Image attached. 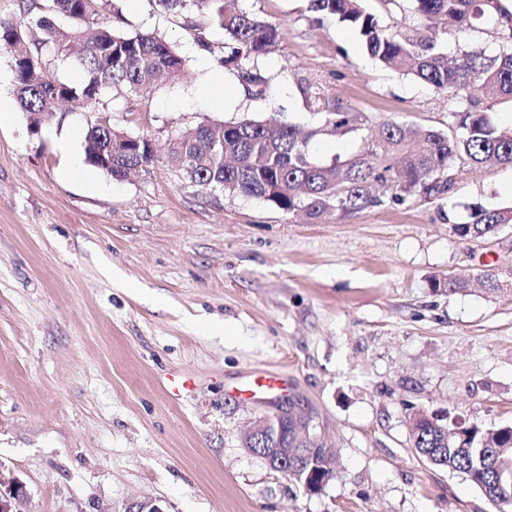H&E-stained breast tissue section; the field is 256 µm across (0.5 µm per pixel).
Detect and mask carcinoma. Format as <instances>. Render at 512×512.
Masks as SVG:
<instances>
[{
	"mask_svg": "<svg viewBox=\"0 0 512 512\" xmlns=\"http://www.w3.org/2000/svg\"><path fill=\"white\" fill-rule=\"evenodd\" d=\"M93 0H50L48 12L32 16L21 6L20 15L0 17V48L11 55L15 93L21 111L37 117L36 124L75 99L96 104L114 85L139 91L164 73L180 75L183 61L173 46L156 34L129 36L110 21L97 17ZM178 14L188 28L195 13L207 14L223 31L220 63L233 72L247 96L259 99L273 91L270 80L255 67L280 40L277 26L248 15L239 0H157ZM426 33L405 35L383 25L365 11L362 0H309V10L331 15L353 26L367 54L381 65L407 72L452 97L455 122L448 131H420L393 121L368 125L360 115L345 110L331 89L320 81L302 79L297 91L304 108L321 116L320 125L301 133L276 118L245 119L236 123L200 124L168 143L166 158L197 185L221 192L262 199L293 213L302 211L310 222L334 210L338 215L381 205L403 204L426 193L442 194L445 178L455 163L512 166V129L497 126L488 111L512 103V49L487 56L481 49L455 44L448 53L437 38H453L476 25L496 21L512 40V9L507 0H413ZM76 23L64 28L52 15ZM76 62L83 78L77 84L59 80L42 62L41 51L51 47L62 61ZM361 134L364 147L347 158L325 163L310 148L318 135ZM88 162L115 180L127 178L157 160L150 141L112 128L104 118L88 122L85 136ZM512 224V210L478 207L464 224L462 237H495ZM435 289H467L465 280L436 278ZM410 442L430 464L460 473L498 506H512V424L484 429L455 423L434 413L408 415ZM304 447L305 455L288 460L300 480L317 483L326 474L337 475L332 454L321 441L311 415L288 417L273 429L264 447L279 443Z\"/></svg>",
	"mask_w": 512,
	"mask_h": 512,
	"instance_id": "cac0c4a2",
	"label": "carcinoma"
}]
</instances>
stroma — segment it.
Listing matches in <instances>:
<instances>
[{
    "instance_id": "stroma-1",
    "label": "stroma",
    "mask_w": 512,
    "mask_h": 512,
    "mask_svg": "<svg viewBox=\"0 0 512 512\" xmlns=\"http://www.w3.org/2000/svg\"><path fill=\"white\" fill-rule=\"evenodd\" d=\"M239 5L281 31L257 63L267 98L201 50L223 40L207 15L191 30L157 0H95L125 32L171 43L179 78L113 87L36 134L17 108L0 123V469L25 486L20 512H125L144 497L166 512H497L416 454L407 417L512 423V229L454 231L474 208H512L511 167L459 163L447 193L316 223L203 190L163 159L123 181L96 173L93 187L70 173L94 114L160 151L203 123L311 127L302 76L372 124H452L446 93L377 64L308 0ZM445 277L471 284L434 290ZM264 373L287 381L339 457L321 493L242 444L276 398L248 389Z\"/></svg>"
}]
</instances>
